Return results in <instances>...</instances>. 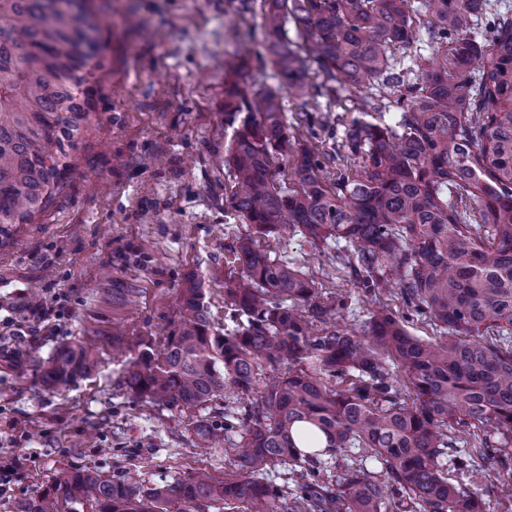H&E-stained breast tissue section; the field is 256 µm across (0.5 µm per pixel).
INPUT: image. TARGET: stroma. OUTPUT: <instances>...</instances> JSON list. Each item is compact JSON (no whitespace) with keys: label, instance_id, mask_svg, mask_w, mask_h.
<instances>
[{"label":"stroma","instance_id":"stroma-1","mask_svg":"<svg viewBox=\"0 0 512 512\" xmlns=\"http://www.w3.org/2000/svg\"><path fill=\"white\" fill-rule=\"evenodd\" d=\"M263 0H90L101 23L100 68L79 150L62 189L30 223L0 240V512H21L65 472L155 487L238 466L230 446L210 448L197 420L224 425L223 398L200 407L136 399L122 363L139 339L163 349L188 275L205 278L210 315L223 325L222 270L252 228L226 200L224 63L253 57L239 82L275 86L259 51ZM357 93L302 102L284 95L288 131L320 152L328 171ZM259 249L303 269L321 297L349 296L350 320L367 314L335 243L260 237ZM42 301L48 319L31 314ZM81 344L94 367L60 388L43 376L58 348ZM487 512L512 507V473L473 479Z\"/></svg>","mask_w":512,"mask_h":512}]
</instances>
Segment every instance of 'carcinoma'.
<instances>
[{"instance_id": "cac0c4a2", "label": "carcinoma", "mask_w": 512, "mask_h": 512, "mask_svg": "<svg viewBox=\"0 0 512 512\" xmlns=\"http://www.w3.org/2000/svg\"><path fill=\"white\" fill-rule=\"evenodd\" d=\"M263 6L280 86L224 83L230 207L259 235L336 240V268L367 293L397 291L440 341L411 335L384 309L358 324L336 320L346 299L322 301L309 274L240 239L238 271L224 274L233 327L214 326L204 281L190 275L163 352L142 340L125 367L129 391L154 404L236 398L224 405V429L200 421L195 435L233 448L238 474L144 488L75 469L23 512H61V502L95 512H191L206 502L244 512H486L448 467L475 475L488 460L505 469L512 459V8L495 10L480 41L491 0ZM421 27L427 58L415 42ZM99 36L80 0H0L1 237L62 187L90 108ZM363 85L336 155L348 164L328 187L319 156L288 135L281 92L332 99ZM384 89L399 111L389 121L374 116ZM280 157L297 187L277 177ZM92 366L82 345L67 346L45 383L66 386ZM301 422L325 434L326 459L298 448ZM469 426L484 436L459 454L455 430ZM272 469L283 483L260 476Z\"/></svg>"}]
</instances>
